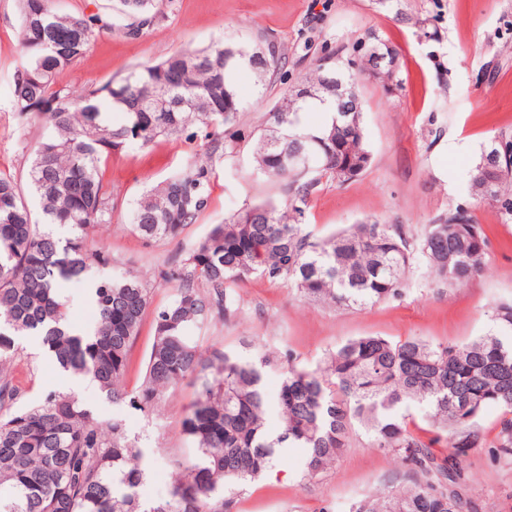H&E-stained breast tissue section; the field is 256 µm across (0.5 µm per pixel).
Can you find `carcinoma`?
<instances>
[{"mask_svg": "<svg viewBox=\"0 0 512 512\" xmlns=\"http://www.w3.org/2000/svg\"><path fill=\"white\" fill-rule=\"evenodd\" d=\"M18 2L22 54L13 110L48 133L35 143L28 170L40 216L28 208L18 180L0 173V512H224L227 484L260 480L287 462L289 448L306 449L303 478H317L349 447L356 424L375 447L403 452L410 469L383 492L353 501L348 512H473L460 492L468 487L462 458L484 440L477 423L489 405L503 411V420L488 447L512 460V302L493 309L495 332L471 340L360 336L314 369L287 350L278 354L284 372L272 402L263 384L268 357L246 360L205 347L192 331L224 319L253 278L286 284L316 303L366 308L402 297L416 264L442 286L480 276L490 240L472 207L495 204L501 222L512 224V131L496 132L481 147L472 203L420 235L363 221L314 241L304 224L309 197L323 180L348 183L372 161L356 75L336 67L335 77L354 97L355 111L342 112L318 62L304 79L314 95L296 99L287 90L253 148L255 171L288 182V204L261 202L213 225L180 265L161 271L173 290L163 306L151 308L150 289L133 273L90 283L96 326L87 334L66 332L60 282L85 279L112 261L90 244L92 230L111 222L114 210L102 162L129 141L146 146L195 124L210 129L218 150L224 126L243 109L237 74L249 70L263 86L286 57L273 45L216 42L141 65L75 99L57 77L85 56L96 19L59 13L52 0ZM150 6L152 0H118L119 12L132 19L128 35L151 23ZM316 101L329 121L313 131L301 114ZM114 111L125 114L118 128L108 118ZM213 175L212 165L196 162L151 187L131 211L133 230L147 240L177 238L208 207ZM148 317L152 341L131 388L126 376ZM20 336L38 338L59 369L91 377L112 402L147 417L163 414L183 382L194 387L180 420L194 454L173 460L166 497L141 500L146 455L121 421H98L63 391L26 400L14 368ZM413 403L427 407L423 427L409 422ZM272 414L280 422L276 433L267 426ZM439 445L448 453L436 455Z\"/></svg>", "mask_w": 512, "mask_h": 512, "instance_id": "cac0c4a2", "label": "carcinoma"}]
</instances>
